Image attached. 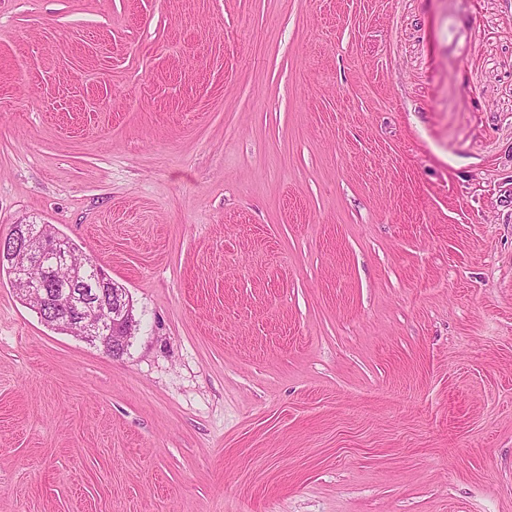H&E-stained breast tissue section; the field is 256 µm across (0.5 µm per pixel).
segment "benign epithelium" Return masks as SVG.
<instances>
[{"mask_svg":"<svg viewBox=\"0 0 512 512\" xmlns=\"http://www.w3.org/2000/svg\"><path fill=\"white\" fill-rule=\"evenodd\" d=\"M43 229L42 225L15 224L7 236L0 237V265L25 272L12 278L15 290L34 303L40 316L51 318L65 332L99 343L114 358L120 356L136 326L126 289L103 272L94 281L97 291L93 293L75 287L72 280L59 290L49 284L42 275V256L49 252L56 268H67L74 251L68 239L59 234L47 243L42 241Z\"/></svg>","mask_w":512,"mask_h":512,"instance_id":"7a95c632","label":"benign epithelium"}]
</instances>
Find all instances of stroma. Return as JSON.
<instances>
[{"mask_svg": "<svg viewBox=\"0 0 512 512\" xmlns=\"http://www.w3.org/2000/svg\"><path fill=\"white\" fill-rule=\"evenodd\" d=\"M0 512H512V0H0ZM43 229L44 225L14 224L7 236L0 237V265L8 266L14 273L16 269L24 270L25 275L21 278L15 275L12 284L28 303H34L33 307L40 316L51 318L67 333L99 343L105 352L117 358L123 353L136 326L133 304L126 289L102 272L94 281L93 288H97L94 294H89L87 288H76L74 280L68 281L65 289L56 290V286L50 285L43 275L56 282L57 271L48 258L42 275V256L50 252L57 269L67 268L72 263L74 251L68 239L59 234L48 243L42 241ZM19 253L25 255L22 265L15 258ZM65 299L75 302V306L66 307ZM111 305L112 331L105 328ZM119 315L122 317L117 320Z\"/></svg>", "mask_w": 512, "mask_h": 512, "instance_id": "obj_1", "label": "stroma"}]
</instances>
